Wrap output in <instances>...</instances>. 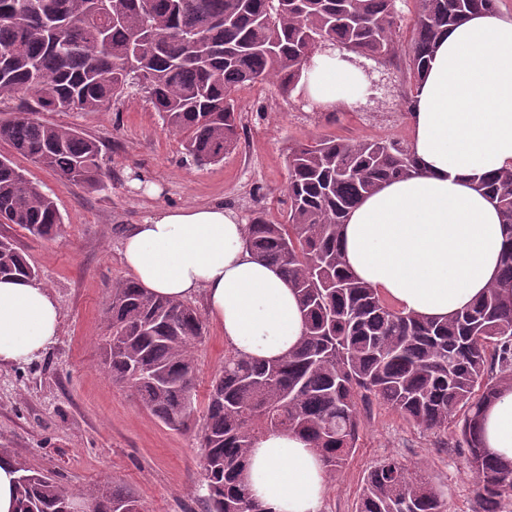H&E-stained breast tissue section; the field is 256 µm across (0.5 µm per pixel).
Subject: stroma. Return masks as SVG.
Returning <instances> with one entry per match:
<instances>
[{"instance_id":"obj_1","label":"stroma","mask_w":512,"mask_h":512,"mask_svg":"<svg viewBox=\"0 0 512 512\" xmlns=\"http://www.w3.org/2000/svg\"><path fill=\"white\" fill-rule=\"evenodd\" d=\"M400 28L390 63L365 60L377 84L348 106L322 108L297 87L284 97L270 84L236 94L240 124L223 161L197 167L182 138L168 129L143 95L132 92L100 112H44L41 120L77 127L97 139L107 186L93 191L60 180L26 159L18 166L49 193L63 217L47 241L10 224L13 239L50 288L62 312L55 342L39 358L0 366V452L74 489L115 483L144 512H204L197 434L203 423L175 431L145 410L104 370L100 343L113 282L127 279L121 261L129 229L161 207L221 204L249 221L255 210L277 213L288 180V151L322 136L411 141L404 79L416 0H399ZM224 335L214 322L195 348L196 394L205 398L224 364ZM347 463L326 481L322 512H356L364 473L394 457L424 470L448 501V512H476L477 486L454 434L422 431L371 403Z\"/></svg>"}]
</instances>
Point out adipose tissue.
Returning <instances> with one entry per match:
<instances>
[{
  "label": "adipose tissue",
  "mask_w": 512,
  "mask_h": 512,
  "mask_svg": "<svg viewBox=\"0 0 512 512\" xmlns=\"http://www.w3.org/2000/svg\"><path fill=\"white\" fill-rule=\"evenodd\" d=\"M313 62L306 92L324 108L350 105L367 84L339 57ZM409 121L419 174L364 197L346 218L341 246L352 275L396 309L445 319L498 275L503 226L480 183L512 166V18L472 13L449 26L416 85ZM121 255L152 294L203 295L226 345L244 358L279 359L303 333L294 289L251 253L244 224L223 205L159 209L131 229ZM60 325L44 284L0 279V366L39 357ZM484 431L490 451L512 459V390L487 408ZM244 477L270 512H321L322 462L302 435L264 434Z\"/></svg>",
  "instance_id": "adipose-tissue-1"
}]
</instances>
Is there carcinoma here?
<instances>
[{
    "label": "carcinoma",
    "instance_id": "carcinoma-1",
    "mask_svg": "<svg viewBox=\"0 0 512 512\" xmlns=\"http://www.w3.org/2000/svg\"><path fill=\"white\" fill-rule=\"evenodd\" d=\"M398 0H0V101L32 93L6 120L0 140L14 153L92 190L108 174L99 142L40 112H96L126 91L147 94L186 155L202 167L224 159L239 132L234 95L265 82L291 95L316 42L357 55H395ZM408 78L420 80L437 39L496 0H418ZM283 220L264 209L246 244L278 266L296 290L304 330L275 361L232 349L203 402L195 393L194 344L205 321L193 306L126 279L112 284L104 361L113 381L172 430L202 412L205 512H269L246 489V457L267 431L305 436L332 475L361 429V405L375 399L433 434L454 427L478 484V512L512 501V461L484 444L485 408L512 388V168L481 182L506 230L499 280L473 305L444 320L404 315L349 272L341 227L358 201L382 184L419 173L410 147L385 139L323 137L289 149ZM0 224L55 238L62 216L52 196L0 155ZM0 276L35 280L38 271L0 236ZM19 512H139L118 486L68 490L17 462ZM356 512H448L423 474L386 458L363 476Z\"/></svg>",
    "mask_w": 512,
    "mask_h": 512
}]
</instances>
